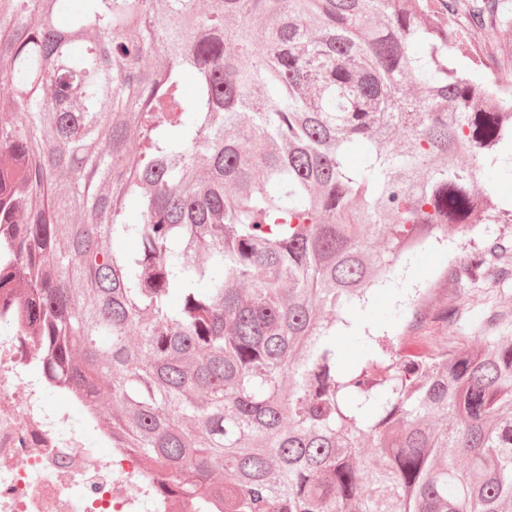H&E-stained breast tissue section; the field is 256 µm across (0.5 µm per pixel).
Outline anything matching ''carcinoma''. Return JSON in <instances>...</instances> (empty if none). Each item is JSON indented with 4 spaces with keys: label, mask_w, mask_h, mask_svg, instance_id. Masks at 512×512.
I'll return each instance as SVG.
<instances>
[{
    "label": "carcinoma",
    "mask_w": 512,
    "mask_h": 512,
    "mask_svg": "<svg viewBox=\"0 0 512 512\" xmlns=\"http://www.w3.org/2000/svg\"><path fill=\"white\" fill-rule=\"evenodd\" d=\"M503 2L0 0V325L88 409L109 378L197 512H506L512 336L336 348L414 251L512 222ZM488 52L491 55L487 60V64L491 70L501 79L504 83L512 82V37L491 39L488 44ZM491 70H486L490 72Z\"/></svg>",
    "instance_id": "1"
}]
</instances>
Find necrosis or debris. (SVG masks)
Here are the masks:
<instances>
[{
    "label": "necrosis or debris",
    "mask_w": 512,
    "mask_h": 512,
    "mask_svg": "<svg viewBox=\"0 0 512 512\" xmlns=\"http://www.w3.org/2000/svg\"><path fill=\"white\" fill-rule=\"evenodd\" d=\"M39 347L19 330L0 334V512H193L159 494L164 478L111 433L88 443L97 418L48 412V385L35 373Z\"/></svg>",
    "instance_id": "obj_1"
}]
</instances>
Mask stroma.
Masks as SVG:
<instances>
[{"label":"stroma","instance_id":"stroma-1","mask_svg":"<svg viewBox=\"0 0 512 512\" xmlns=\"http://www.w3.org/2000/svg\"><path fill=\"white\" fill-rule=\"evenodd\" d=\"M483 228L467 236L449 235L446 245L426 248L411 257L406 277L398 287L376 290L369 296L361 320L341 330L336 346L343 364H351L362 350L364 329L402 333L405 342L434 351L450 346L459 352L480 346L486 337L512 335V275L491 273L470 281H452L448 267L482 246ZM414 302L421 320L417 325L396 324L390 317L400 302Z\"/></svg>","mask_w":512,"mask_h":512}]
</instances>
